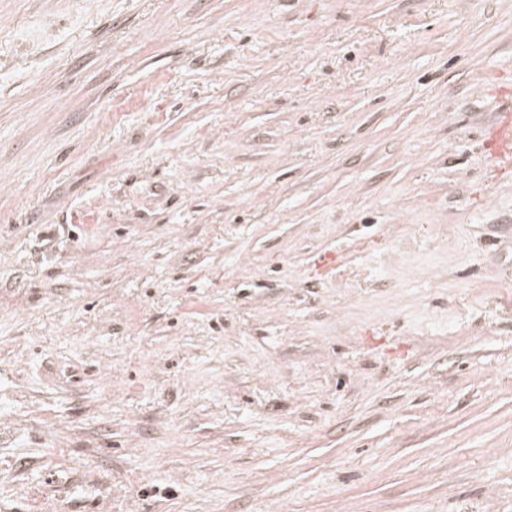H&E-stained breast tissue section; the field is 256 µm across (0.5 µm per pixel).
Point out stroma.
<instances>
[{"label":"stroma","instance_id":"stroma-1","mask_svg":"<svg viewBox=\"0 0 512 512\" xmlns=\"http://www.w3.org/2000/svg\"><path fill=\"white\" fill-rule=\"evenodd\" d=\"M512 0H0V512H512ZM494 164H512V105L498 112L496 120L483 131Z\"/></svg>","mask_w":512,"mask_h":512}]
</instances>
